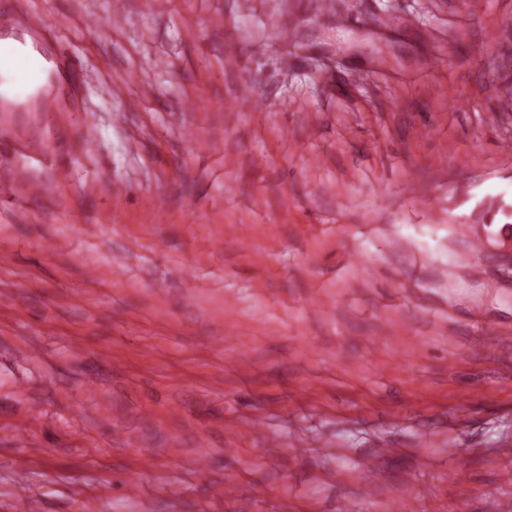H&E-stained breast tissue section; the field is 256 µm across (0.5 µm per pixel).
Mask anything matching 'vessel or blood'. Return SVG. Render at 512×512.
<instances>
[{"label": "vessel or blood", "mask_w": 512, "mask_h": 512, "mask_svg": "<svg viewBox=\"0 0 512 512\" xmlns=\"http://www.w3.org/2000/svg\"><path fill=\"white\" fill-rule=\"evenodd\" d=\"M45 17L37 13L18 12L12 5L0 6V70L12 71L19 90H26L39 78L44 62L71 66L72 60L62 51L49 48L41 39L47 29ZM46 112L56 124L69 125L72 119L58 96L40 93L24 103L0 96V112Z\"/></svg>", "instance_id": "obj_1"}]
</instances>
